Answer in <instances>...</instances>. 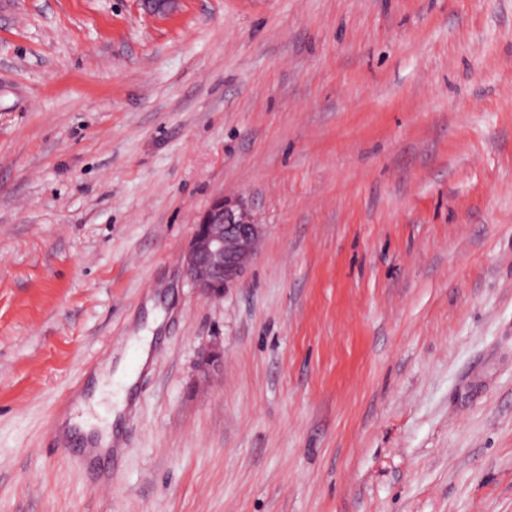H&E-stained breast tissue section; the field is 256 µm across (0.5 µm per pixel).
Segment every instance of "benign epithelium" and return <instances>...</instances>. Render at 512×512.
I'll list each match as a JSON object with an SVG mask.
<instances>
[{"label": "benign epithelium", "instance_id": "7a95c632", "mask_svg": "<svg viewBox=\"0 0 512 512\" xmlns=\"http://www.w3.org/2000/svg\"><path fill=\"white\" fill-rule=\"evenodd\" d=\"M177 0H139L147 15H170ZM263 233L250 211L218 196L199 216L183 255V272L192 285L217 295L233 287L246 272ZM224 362L218 349L205 352L199 362L201 373H208Z\"/></svg>", "mask_w": 512, "mask_h": 512}]
</instances>
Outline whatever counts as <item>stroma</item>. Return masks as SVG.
<instances>
[{"label":"stroma","instance_id":"1","mask_svg":"<svg viewBox=\"0 0 512 512\" xmlns=\"http://www.w3.org/2000/svg\"><path fill=\"white\" fill-rule=\"evenodd\" d=\"M0 512H512V0H0ZM263 233L250 211L218 196L199 216L183 255V272L195 288L218 295L246 272Z\"/></svg>","mask_w":512,"mask_h":512}]
</instances>
